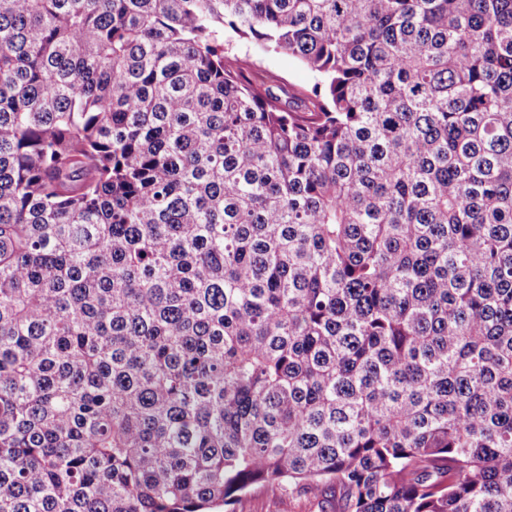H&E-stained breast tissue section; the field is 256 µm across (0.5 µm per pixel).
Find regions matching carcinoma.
Here are the masks:
<instances>
[{"instance_id": "1", "label": "carcinoma", "mask_w": 512, "mask_h": 512, "mask_svg": "<svg viewBox=\"0 0 512 512\" xmlns=\"http://www.w3.org/2000/svg\"><path fill=\"white\" fill-rule=\"evenodd\" d=\"M320 486L512 512V0H0V512ZM235 45L239 56L255 68L278 74L286 81L299 85H308L312 74L286 53L265 51L250 42L241 41Z\"/></svg>"}]
</instances>
